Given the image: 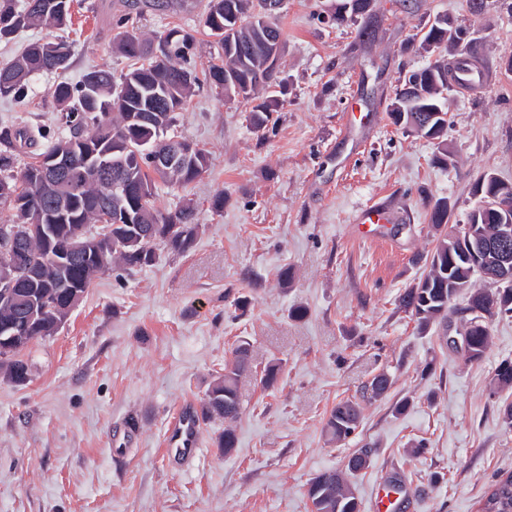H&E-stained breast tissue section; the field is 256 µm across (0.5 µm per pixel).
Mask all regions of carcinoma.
I'll use <instances>...</instances> for the list:
<instances>
[{
    "label": "carcinoma",
    "mask_w": 512,
    "mask_h": 512,
    "mask_svg": "<svg viewBox=\"0 0 512 512\" xmlns=\"http://www.w3.org/2000/svg\"><path fill=\"white\" fill-rule=\"evenodd\" d=\"M267 0H209L203 25L217 38L222 54L220 63L199 70L192 63L194 37L173 27L153 38H144L128 24L136 19L124 14L115 20L119 52L130 61L120 75L96 69L76 84L59 82L50 96L60 108L56 129L40 126L0 127V203L14 211V223L24 227L33 222L49 230L30 244L35 259L34 276L22 281L20 291L29 307L45 296L55 299L56 307L39 306L27 335L18 337L12 352L0 357V374L22 384L28 365L21 352L34 340L53 335L68 316L65 307L71 299L81 300L94 278L114 266L124 270L154 265L159 251L183 254L192 248L199 225L191 203L162 212L156 208L155 178L180 188L188 187L205 170L207 155L194 149L181 155L170 172L162 173L153 155L169 146L187 143L175 135L178 115L187 110L195 90L204 86L221 88L227 99H240L251 105L250 122L257 131L265 130L277 111L284 85L269 64L274 48L281 44V11L271 14ZM73 0H0V42L11 40L20 30L50 25L69 26ZM371 0H345L333 20L345 21L343 10L364 16ZM464 41V29L453 26L446 16L434 19L421 37L426 51H452ZM55 45L62 64L40 55L42 43L25 47L20 55L0 66V98L14 100L27 96L30 78L39 73L64 71L69 67L70 46ZM448 63L436 62L413 70L396 90L391 115L394 122L417 135L437 141L443 156L448 146L441 142L448 127L446 107ZM110 149L112 159L122 160V177L127 182L129 200L126 211L107 209L111 187L108 179L87 165L88 150ZM60 155V169L69 181L56 173L42 176L41 160ZM480 194L468 221H478L479 229L489 233L500 223L493 209H481L485 201L497 197L495 180L483 173L472 185ZM111 222L112 237L97 240L88 234V225ZM432 227L440 231L427 271L401 296L400 305L425 329L448 316L454 301H465L460 330L468 336L464 355L470 361L482 359L492 336L488 321L512 317V287L488 288L479 270L459 252L456 226L448 223V202L438 200L430 212ZM105 253L108 263L98 264ZM483 313V326L472 324L469 312ZM250 371L248 348L238 346L235 360L224 367V377L207 394L201 414L224 418V433L218 447L229 453L235 447L234 424L241 413L240 379ZM385 373L375 375L364 387L363 397L376 400L391 386ZM512 390V360L504 359L490 379L493 394ZM359 406L352 402L336 405L326 421V431L336 440L351 436L358 427ZM368 451L351 458L346 471L327 470L310 483L308 496L315 512H359V502L349 476L364 468ZM479 512H512V473L501 474L488 487Z\"/></svg>",
    "instance_id": "carcinoma-1"
}]
</instances>
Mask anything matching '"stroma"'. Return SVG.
<instances>
[{"mask_svg":"<svg viewBox=\"0 0 512 512\" xmlns=\"http://www.w3.org/2000/svg\"><path fill=\"white\" fill-rule=\"evenodd\" d=\"M340 0H285L280 76L288 95L275 128L255 132L249 107L197 91L176 130L209 157L187 191L159 186L156 205L196 207L193 248L161 253L151 267L99 274L67 321L26 351L22 385L0 377V512H312L317 473L344 468L358 449L369 465L354 477L360 512H372L381 477L409 489L410 512H477L497 475L512 472V392L490 395L494 368L512 359V318L491 321L481 360L448 347L460 316L420 329L398 298L424 271L436 233L429 221L447 199L450 224L474 205L471 186L491 172L512 183V0H372L369 18L338 25ZM208 0H75L72 22L37 27L0 44V65L26 44L72 45L67 76L125 70L113 24L125 13L151 38L179 26L207 64L214 46L201 20ZM445 16L472 33L483 63L476 95L448 94L451 165L433 142L395 126L388 112L398 79L432 62L422 30ZM376 40L361 43L365 25ZM53 74L35 75L24 103L0 99V126H51ZM223 195L224 207L212 200ZM384 203L397 217L386 242L360 239L355 218ZM291 268L282 283L278 274ZM248 296L239 309L235 301ZM303 316H293L295 308ZM248 343L237 442L223 453V419H204L188 466L164 452L167 423L185 398L203 403L214 380ZM278 365L273 385L262 376ZM387 372L392 387L368 402L361 391ZM404 412H396L401 400ZM342 400L360 406L342 441L324 430ZM131 437H124L126 426ZM419 453H411L413 445Z\"/></svg>","mask_w":512,"mask_h":512,"instance_id":"obj_1","label":"stroma"}]
</instances>
